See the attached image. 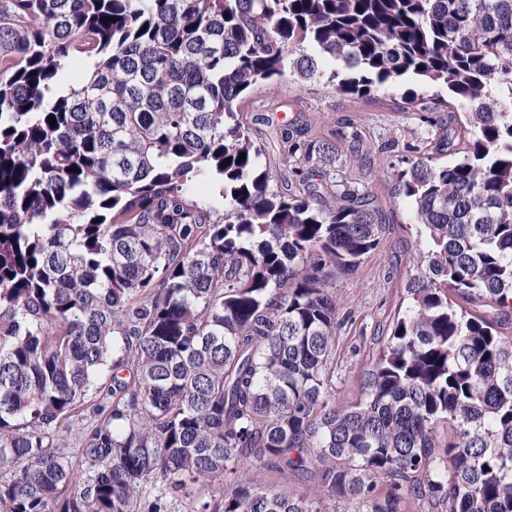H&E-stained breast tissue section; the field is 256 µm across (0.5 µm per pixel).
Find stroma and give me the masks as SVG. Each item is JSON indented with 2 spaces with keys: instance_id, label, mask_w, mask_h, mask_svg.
<instances>
[{
  "instance_id": "1",
  "label": "stroma",
  "mask_w": 512,
  "mask_h": 512,
  "mask_svg": "<svg viewBox=\"0 0 512 512\" xmlns=\"http://www.w3.org/2000/svg\"><path fill=\"white\" fill-rule=\"evenodd\" d=\"M406 89L398 83L357 96L339 93L325 81L288 82L257 88L239 104L248 124L260 113L275 124L300 115L312 132H339V174L368 188L387 217L379 247L334 286L339 326L332 401L339 408L359 398V380L378 356L405 282L414 272L411 255L419 226L406 199L391 193L389 165L411 149H425L428 137L447 125L451 115L442 106L422 112L406 105ZM355 130L361 132L369 158L350 151L345 135Z\"/></svg>"
}]
</instances>
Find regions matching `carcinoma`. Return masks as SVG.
Here are the masks:
<instances>
[{
  "instance_id": "1",
  "label": "carcinoma",
  "mask_w": 512,
  "mask_h": 512,
  "mask_svg": "<svg viewBox=\"0 0 512 512\" xmlns=\"http://www.w3.org/2000/svg\"><path fill=\"white\" fill-rule=\"evenodd\" d=\"M290 76L463 111L434 145L462 156L395 169L425 240L346 408L331 288L385 217L329 170L336 132L240 119ZM511 324L512 0H0V512H162L192 486L223 512H512ZM105 372L77 462L60 432ZM253 478L258 483H273L279 484L282 489L298 492L305 490L313 485L312 482H303L291 473L281 474L274 471H268L266 469H256L253 472Z\"/></svg>"
}]
</instances>
